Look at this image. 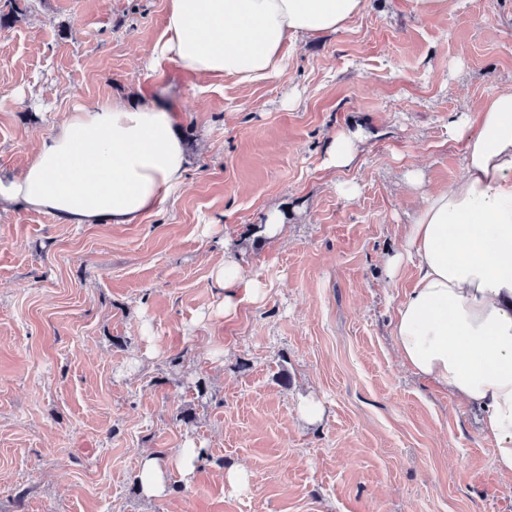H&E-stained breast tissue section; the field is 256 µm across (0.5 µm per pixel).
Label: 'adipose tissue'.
Listing matches in <instances>:
<instances>
[{
    "instance_id": "obj_1",
    "label": "adipose tissue",
    "mask_w": 512,
    "mask_h": 512,
    "mask_svg": "<svg viewBox=\"0 0 512 512\" xmlns=\"http://www.w3.org/2000/svg\"><path fill=\"white\" fill-rule=\"evenodd\" d=\"M367 0H169L152 54L185 72L259 84L286 63L289 41L338 30ZM180 117L155 96L114 98L74 112L43 140L20 174L0 173V207L24 204L62 224H136L159 210L187 172ZM449 133L464 141V175L425 190L389 274L406 263L416 285L393 322L396 349L417 375L482 412L494 463L512 475V89L461 114ZM224 310L258 302L262 283L227 260L217 278ZM189 452L144 457L141 488L161 495L169 468H190Z\"/></svg>"
}]
</instances>
